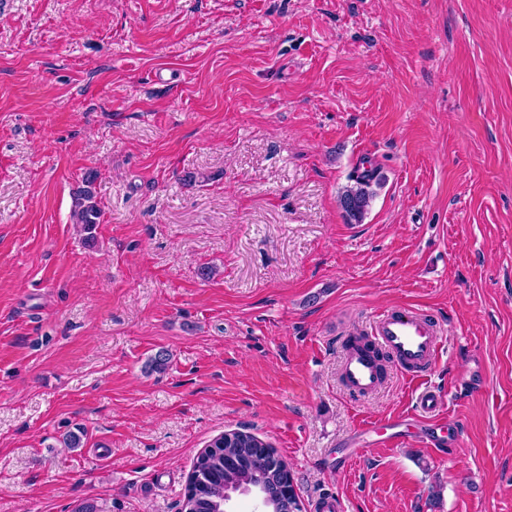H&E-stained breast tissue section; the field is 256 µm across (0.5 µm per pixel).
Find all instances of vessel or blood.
<instances>
[{"label":"vessel or blood","instance_id":"1","mask_svg":"<svg viewBox=\"0 0 512 512\" xmlns=\"http://www.w3.org/2000/svg\"><path fill=\"white\" fill-rule=\"evenodd\" d=\"M442 331L424 311L385 308L375 313L363 335L348 338L343 346L340 378L343 386L367 397L384 382L382 355H389L404 379L417 393L413 414L435 420L442 400L427 378L442 352Z\"/></svg>","mask_w":512,"mask_h":512}]
</instances>
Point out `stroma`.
<instances>
[{
  "mask_svg": "<svg viewBox=\"0 0 512 512\" xmlns=\"http://www.w3.org/2000/svg\"><path fill=\"white\" fill-rule=\"evenodd\" d=\"M401 304L435 448L356 431L412 413L395 367L339 379ZM232 429L303 512H512V0H0V512H180ZM371 178L369 171L357 175L354 185L344 190L340 197V204L351 221H362L374 197V192L370 190ZM95 179L96 175L89 172L83 181V186L74 192L72 202L73 222L81 226L82 230L87 233L89 241H93V230L97 224H100L102 216L94 191ZM442 331L424 311L385 308L375 313L362 336L348 338L343 346L340 378L343 386L367 397L384 382L383 354H388L404 379L417 393L413 414L426 421L439 416L442 400L427 377L442 352Z\"/></svg>",
  "mask_w": 512,
  "mask_h": 512,
  "instance_id": "1",
  "label": "stroma"
}]
</instances>
